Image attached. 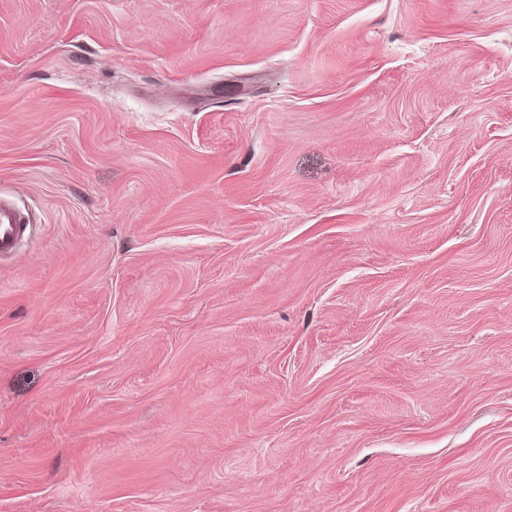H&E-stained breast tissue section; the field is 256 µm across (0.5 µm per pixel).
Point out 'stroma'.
<instances>
[{"label":"stroma","mask_w":512,"mask_h":512,"mask_svg":"<svg viewBox=\"0 0 512 512\" xmlns=\"http://www.w3.org/2000/svg\"><path fill=\"white\" fill-rule=\"evenodd\" d=\"M0 512H512V0H0ZM28 222L29 218L17 203L0 199V259L15 255L30 228Z\"/></svg>","instance_id":"1"}]
</instances>
